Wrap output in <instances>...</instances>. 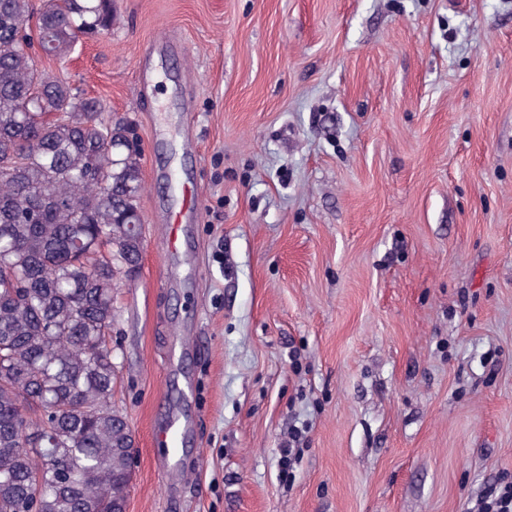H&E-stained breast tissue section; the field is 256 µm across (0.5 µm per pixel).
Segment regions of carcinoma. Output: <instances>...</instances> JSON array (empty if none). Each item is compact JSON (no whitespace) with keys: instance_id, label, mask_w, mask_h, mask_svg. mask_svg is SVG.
<instances>
[{"instance_id":"cac0c4a2","label":"carcinoma","mask_w":512,"mask_h":512,"mask_svg":"<svg viewBox=\"0 0 512 512\" xmlns=\"http://www.w3.org/2000/svg\"><path fill=\"white\" fill-rule=\"evenodd\" d=\"M112 0H0V512H120L134 438L112 407L113 288L139 264L141 149L51 76Z\"/></svg>"}]
</instances>
